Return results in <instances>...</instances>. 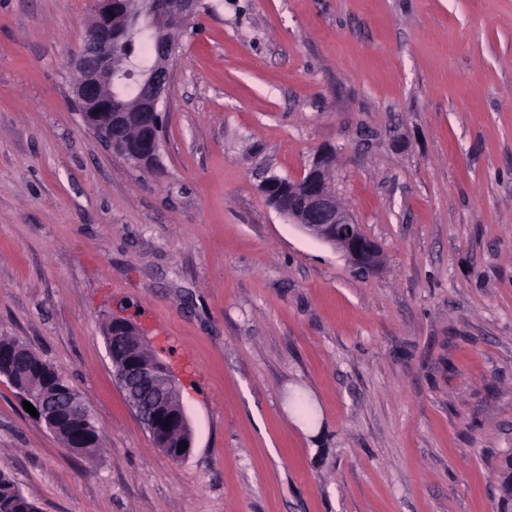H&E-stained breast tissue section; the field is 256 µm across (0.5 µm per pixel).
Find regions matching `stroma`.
<instances>
[{"instance_id": "stroma-1", "label": "stroma", "mask_w": 512, "mask_h": 512, "mask_svg": "<svg viewBox=\"0 0 512 512\" xmlns=\"http://www.w3.org/2000/svg\"><path fill=\"white\" fill-rule=\"evenodd\" d=\"M97 10L0 0V336L104 439L69 452L0 377V471L42 512H512V0H200L148 174L72 100ZM323 149L363 277L259 189ZM113 317L180 386V461ZM112 330V350L107 343L115 379L129 406L140 418L152 438L171 428L180 429L183 439L179 445L180 456L191 452L193 435L190 422L181 399L180 389L168 365L156 354L146 350V340L136 325L127 318L110 319L104 326L106 340ZM117 339H116V338ZM119 341L122 351L117 355L115 344ZM177 397L172 402L171 397ZM186 442V448H183Z\"/></svg>"}]
</instances>
